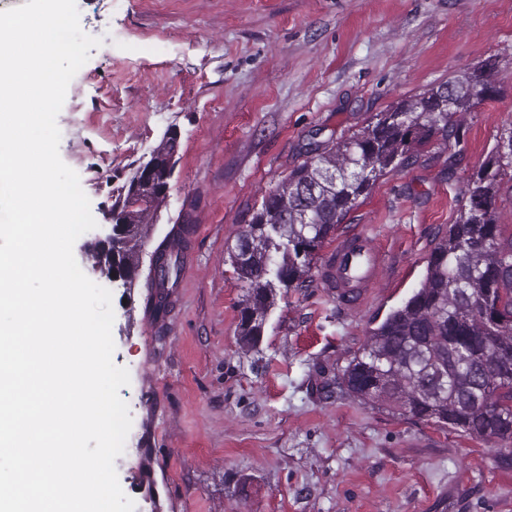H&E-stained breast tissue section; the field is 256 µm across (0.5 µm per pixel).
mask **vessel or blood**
Here are the masks:
<instances>
[{
  "label": "vessel or blood",
  "instance_id": "vessel-or-blood-1",
  "mask_svg": "<svg viewBox=\"0 0 512 512\" xmlns=\"http://www.w3.org/2000/svg\"><path fill=\"white\" fill-rule=\"evenodd\" d=\"M383 256L372 248L365 234L344 232L320 267V280L335 289L347 305L360 304L381 265Z\"/></svg>",
  "mask_w": 512,
  "mask_h": 512
}]
</instances>
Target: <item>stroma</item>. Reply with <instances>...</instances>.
I'll use <instances>...</instances> for the list:
<instances>
[{
	"mask_svg": "<svg viewBox=\"0 0 512 512\" xmlns=\"http://www.w3.org/2000/svg\"><path fill=\"white\" fill-rule=\"evenodd\" d=\"M100 38L57 117L59 153L97 223L167 132L177 164L140 255L181 225L165 324L143 282L112 292L113 362L133 461L115 467L135 512H512V450L349 397L368 331L420 288L470 177L512 126V0H77ZM499 92L465 114L461 146L433 138L343 223L385 264L366 301L320 281L278 300L259 353L236 341L246 293L225 261L262 199L306 157L378 112L488 57Z\"/></svg>",
	"mask_w": 512,
	"mask_h": 512,
	"instance_id": "35a3bbf8",
	"label": "stroma"
}]
</instances>
